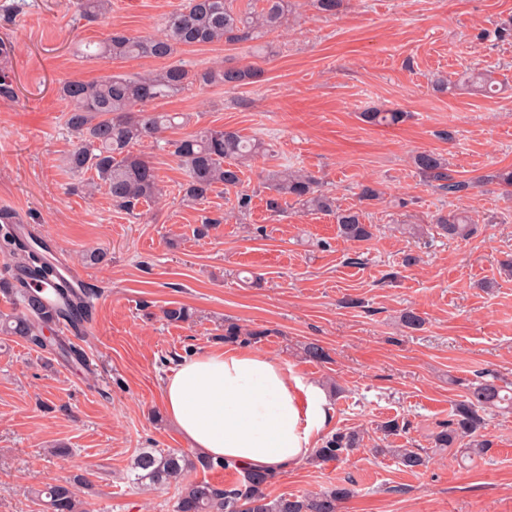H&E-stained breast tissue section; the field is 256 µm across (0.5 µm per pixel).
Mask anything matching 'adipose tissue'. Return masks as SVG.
Segmentation results:
<instances>
[{
	"label": "adipose tissue",
	"instance_id": "1",
	"mask_svg": "<svg viewBox=\"0 0 512 512\" xmlns=\"http://www.w3.org/2000/svg\"><path fill=\"white\" fill-rule=\"evenodd\" d=\"M162 405L193 452L274 474L310 454L329 412L318 383L248 349L183 359L162 385Z\"/></svg>",
	"mask_w": 512,
	"mask_h": 512
}]
</instances>
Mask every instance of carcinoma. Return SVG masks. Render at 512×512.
<instances>
[{
    "label": "carcinoma",
    "instance_id": "1",
    "mask_svg": "<svg viewBox=\"0 0 512 512\" xmlns=\"http://www.w3.org/2000/svg\"><path fill=\"white\" fill-rule=\"evenodd\" d=\"M261 2L259 9L240 10L234 8L232 0H185L165 18L160 32L137 36L114 31L104 42L85 44L79 53L108 61L166 60L182 46L257 40L277 31L288 12V0ZM74 7L81 18L92 21L111 8V0H74ZM260 77L261 70L254 66L190 70L181 62H173L148 75L115 73L99 81L68 80L59 89L66 103L65 124L74 138L66 164L74 172L91 173L86 185L104 191L112 206L133 215L137 207L155 203L162 196L156 167L133 148L149 139L162 142L186 172L182 201L195 205L218 189L232 191L237 209L243 213L251 204V195L244 189L243 168L269 153L268 145L226 128H206L180 139H167L164 134L175 126L174 116L150 111L148 106L195 84L236 87ZM405 117L406 113L397 110L361 115L364 122L376 126H393ZM413 163L443 192L456 194L468 188L448 175L445 159L436 153L420 152ZM264 185L270 192L266 207L273 213L281 212L291 201L307 211L334 215L339 236L348 242H366L373 237L372 225L364 223L362 211L337 207L335 198L320 190L310 174L283 166L270 170ZM435 224L443 235L456 241H466L477 232V225L459 214H440ZM0 252L9 256L14 266L9 277L0 279V291L12 295L19 305L18 311L0 315V333L27 341L65 362H81L82 354L71 342L59 336L48 338L44 331L60 321L73 327L80 325L92 310L93 290L77 297L68 288L56 287L58 260L53 249L28 232L17 214L8 209H0ZM161 313L169 324L192 318L191 310L180 304L168 306ZM222 336L226 343H238L255 339L259 333L244 332L237 324L226 322ZM508 408L512 409V392L497 384V377L480 376L468 387L464 399L455 404L453 418L436 433L434 446L443 449L460 445L468 459L484 456L490 443L482 434L483 413ZM361 442L355 431L337 432L315 449L313 461H339ZM374 452L394 457L412 472L427 463L425 456L408 448H376ZM217 468H235L240 478L228 488L186 479L192 470ZM273 478L263 470L238 468L191 451L178 454L160 448L140 449L127 474L129 481L143 489L178 486L174 512H337L338 505L352 494L350 488L336 486L312 495L273 498L267 492ZM90 487L87 475L75 474L44 484L36 491V500L41 512H86L79 492Z\"/></svg>",
    "mask_w": 512,
    "mask_h": 512
}]
</instances>
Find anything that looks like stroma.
<instances>
[{
  "label": "stroma",
  "mask_w": 512,
  "mask_h": 512,
  "mask_svg": "<svg viewBox=\"0 0 512 512\" xmlns=\"http://www.w3.org/2000/svg\"><path fill=\"white\" fill-rule=\"evenodd\" d=\"M180 2L112 0L89 22L71 0H0L17 93L0 99V208L50 240L97 294L87 330L72 338L89 369L0 335V512H39L33 489L75 473L93 483L88 512H173L175 486L145 491L124 475L140 449H184L163 412L162 382L178 360L224 350V320L258 332L249 349L323 388L330 417L315 441L339 429L364 436L341 461L306 460L277 475L271 495L344 485L353 494L339 512H512V413L486 414L492 446L476 465L433 443L480 373L512 384V273L500 268L512 260V195L491 180L512 170V36L497 33L512 21V0H346L331 18L311 0H288V23L268 35L266 57L244 44L179 48L176 61L192 70L255 65L263 74L236 88L192 89L156 110L190 115L193 131L238 130L274 153L246 169L253 199L242 214L231 193L186 205L177 160L140 146L165 194L133 217L88 193L86 175L66 166L72 137L58 89L161 69L153 59L88 60L75 48L115 29L157 33ZM471 68L491 71L498 91L433 90L435 79ZM374 108L410 117L363 122ZM424 151L446 158L469 189L437 190L412 162ZM281 164L314 174L341 207L361 209L373 238L344 241L333 216L296 205L268 211L259 173ZM366 183L379 200H360ZM458 209L480 226L462 243L433 222ZM93 249L106 252L103 263L83 262ZM174 303L193 308V319L162 320ZM407 308L424 318L421 329L402 326ZM307 341L325 348V362L303 358ZM392 419L400 430L387 444L427 454L426 467L411 472L373 453L378 425ZM57 444L70 455L49 456Z\"/></svg>",
  "instance_id": "obj_1"
}]
</instances>
